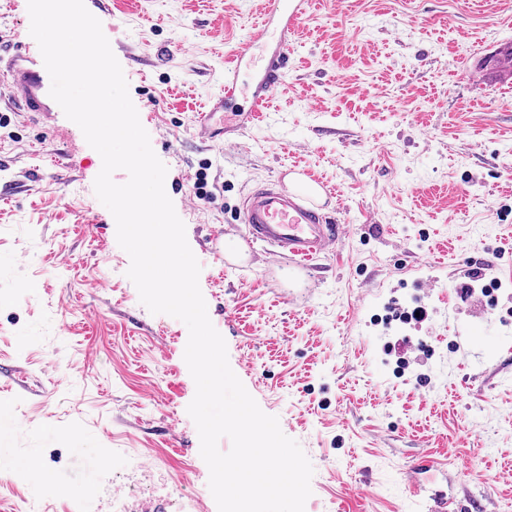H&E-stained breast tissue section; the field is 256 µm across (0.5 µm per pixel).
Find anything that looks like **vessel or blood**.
I'll list each match as a JSON object with an SVG mask.
<instances>
[{"instance_id":"1","label":"vessel or blood","mask_w":512,"mask_h":512,"mask_svg":"<svg viewBox=\"0 0 512 512\" xmlns=\"http://www.w3.org/2000/svg\"><path fill=\"white\" fill-rule=\"evenodd\" d=\"M307 8V0H268L258 28L250 38L237 43L224 67L223 91L211 97L206 111L200 114L204 134L212 138L219 135L214 118L234 99L242 66L254 47L266 38L270 19L279 17L282 29L291 30L306 15ZM287 62L288 44L283 41L254 88L251 112L267 109ZM6 69L12 100L19 111L51 117L50 82L36 64L19 54L7 61ZM240 218L248 245L266 246L274 260L286 259L298 266L307 265L317 255L331 250L350 232L348 225L332 223L321 208L276 182L252 189L244 199Z\"/></svg>"}]
</instances>
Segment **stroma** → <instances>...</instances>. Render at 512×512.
Segmentation results:
<instances>
[{
	"label": "stroma",
	"instance_id": "35a3bbf8",
	"mask_svg": "<svg viewBox=\"0 0 512 512\" xmlns=\"http://www.w3.org/2000/svg\"><path fill=\"white\" fill-rule=\"evenodd\" d=\"M120 63L201 271L229 364L314 468L305 512H424L445 493L512 512V79L480 60L512 44V0H311L259 119L194 118L262 0H85ZM28 0L0 33L39 56ZM332 189L352 233L290 269L242 239L248 191L290 167ZM206 170L216 199H197ZM99 153L62 109L18 111L0 74V512L37 488L43 512H168L141 457L218 512L187 412L189 332L151 313L98 200ZM398 298L419 324H385ZM434 466L416 473L420 460Z\"/></svg>",
	"mask_w": 512,
	"mask_h": 512
}]
</instances>
